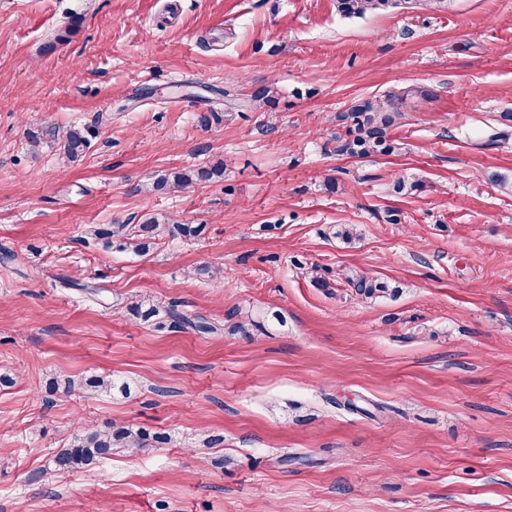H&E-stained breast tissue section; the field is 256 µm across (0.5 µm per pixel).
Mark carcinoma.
Segmentation results:
<instances>
[{"label": "carcinoma", "instance_id": "obj_1", "mask_svg": "<svg viewBox=\"0 0 512 512\" xmlns=\"http://www.w3.org/2000/svg\"><path fill=\"white\" fill-rule=\"evenodd\" d=\"M447 5V0H337L338 12L346 17H363L370 13L386 11L394 8L422 10H440ZM410 95H425L417 87L404 91L402 94L389 95L385 99H362L352 105L349 111L338 115L343 122L344 133H336V152L352 157L367 158L377 155L391 154L396 150L395 142L390 139L389 132L401 117L399 105ZM239 93L232 88L224 89V115L212 112L201 116L202 123L208 125L219 122L221 119L229 120L236 111ZM50 137L60 143L59 156L67 163L75 161L86 149L91 140L96 137V127L83 125L71 127L64 133L51 124L29 132V139L35 145L41 140ZM224 174L222 168H200L196 171L171 170L156 175L151 182L145 184L144 190L159 191L163 189H187L212 178H219ZM159 229L156 219L150 218L139 224L116 223L107 228L97 229L94 235L103 239H113L119 244L135 253H146L150 250L152 239ZM168 233L174 238L191 240L199 235V228L194 224L168 225ZM349 285L356 288L360 295L372 297L385 292L381 285L375 283L363 274H354L346 277ZM130 313L149 321L159 315H164L165 321L158 323L162 328L165 323L170 327L185 330L187 328L198 332L211 334L218 331V327L201 317L192 318L179 311L178 305L172 303L161 309L143 301L131 302L126 305ZM101 388L110 390L114 382L110 378H68L64 382L63 393L76 395L87 388ZM171 437L162 433H152L146 429H133L126 426L109 425L106 427L89 426L80 430L68 442L67 446L59 450L52 458V468L59 473L78 470H89L103 459L112 456L115 449H124L133 453L153 448L159 444H168Z\"/></svg>", "mask_w": 512, "mask_h": 512}]
</instances>
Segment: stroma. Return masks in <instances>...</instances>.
I'll use <instances>...</instances> for the list:
<instances>
[{
    "label": "stroma",
    "instance_id": "35a3bbf8",
    "mask_svg": "<svg viewBox=\"0 0 512 512\" xmlns=\"http://www.w3.org/2000/svg\"><path fill=\"white\" fill-rule=\"evenodd\" d=\"M266 84L271 104L199 125L225 87ZM415 86L432 95L407 98L401 150L334 152L338 113ZM505 112L512 0L362 18L336 0H0V512H512ZM47 119L98 134L66 166L29 140ZM150 216L203 231L144 255L92 234ZM356 273L387 293L358 295ZM138 300L226 329H161ZM91 375L130 390L49 391ZM111 423L172 441L53 470ZM223 174V168L218 167L200 168L197 171L171 170L157 174L150 183L145 184L143 189L147 192L163 189H187L212 178H219Z\"/></svg>",
    "mask_w": 512,
    "mask_h": 512
}]
</instances>
